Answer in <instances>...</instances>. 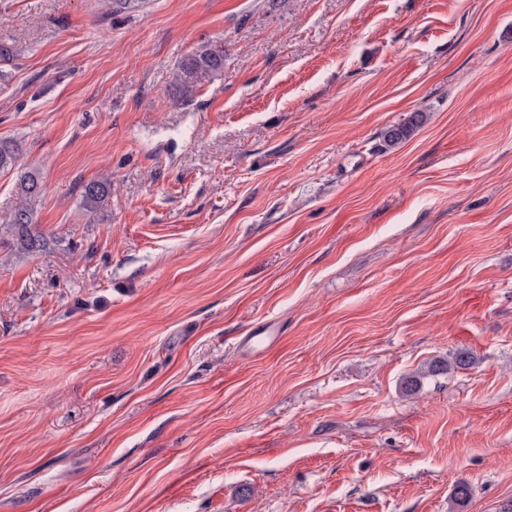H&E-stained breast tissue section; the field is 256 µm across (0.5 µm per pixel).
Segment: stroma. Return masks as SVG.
I'll return each mask as SVG.
<instances>
[{"label": "stroma", "instance_id": "1", "mask_svg": "<svg viewBox=\"0 0 512 512\" xmlns=\"http://www.w3.org/2000/svg\"><path fill=\"white\" fill-rule=\"evenodd\" d=\"M0 40L44 238L0 244V512L512 504V0H0ZM224 71V43L207 41L182 57L173 72V90L177 99L191 102L202 85ZM423 122V112H413L404 121L388 127L383 132L384 141L388 145L398 144L408 139ZM112 195V179L102 176L82 186L81 204L87 211H95L105 205ZM474 363V358L467 351L454 352L449 359H436L428 367L429 375H438L451 369H468Z\"/></svg>", "mask_w": 512, "mask_h": 512}]
</instances>
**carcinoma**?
Segmentation results:
<instances>
[{
    "label": "carcinoma",
    "instance_id": "obj_1",
    "mask_svg": "<svg viewBox=\"0 0 512 512\" xmlns=\"http://www.w3.org/2000/svg\"><path fill=\"white\" fill-rule=\"evenodd\" d=\"M224 72V43L207 41L195 51L182 57L173 72V90L177 99L191 102L202 85ZM424 122L421 112L411 113L404 121L384 131V141L389 145L408 139ZM19 145L10 139L0 140V170L19 168ZM43 185L36 171H23L16 182L18 202L10 223L4 227L5 236L12 238L26 252H36L42 247V234L35 221L36 205L40 201ZM112 195V179L102 176L82 186L81 204L87 211L105 205ZM474 358L466 351H457L447 359H436L428 367V374L438 375L451 369H468Z\"/></svg>",
    "mask_w": 512,
    "mask_h": 512
}]
</instances>
